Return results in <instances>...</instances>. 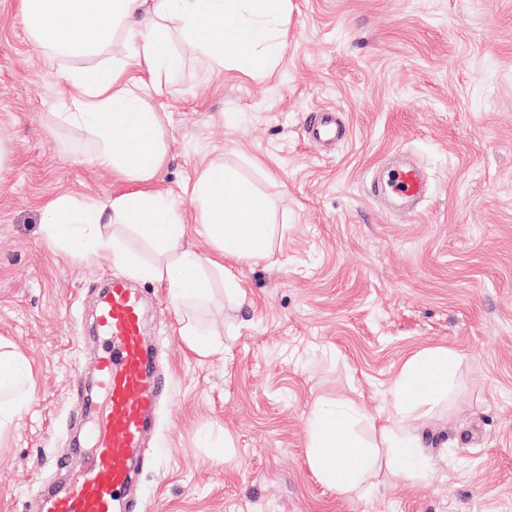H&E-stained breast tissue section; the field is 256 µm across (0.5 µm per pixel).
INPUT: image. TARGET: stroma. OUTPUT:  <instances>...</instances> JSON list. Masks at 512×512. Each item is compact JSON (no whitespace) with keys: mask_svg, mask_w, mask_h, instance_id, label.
<instances>
[{"mask_svg":"<svg viewBox=\"0 0 512 512\" xmlns=\"http://www.w3.org/2000/svg\"><path fill=\"white\" fill-rule=\"evenodd\" d=\"M281 53L245 75L166 23L179 66L152 96L167 149L161 184L185 211L201 173L236 171L270 204V256L229 263L203 305L140 283L145 339L169 380L144 442L139 512H512V0H289ZM68 63L32 45L20 0H0V338L32 391L0 434V512H29L78 467L99 283L44 239L45 203L120 192L96 138L65 122ZM348 128L319 147L309 114ZM419 164L413 209L375 197L395 158ZM209 335L195 352L182 329ZM455 353L449 389L418 423L422 473L380 470L361 494L308 461L318 408L383 447L401 367Z\"/></svg>","mask_w":512,"mask_h":512,"instance_id":"obj_1","label":"stroma"}]
</instances>
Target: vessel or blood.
I'll return each instance as SVG.
<instances>
[{
	"instance_id": "vessel-or-blood-1",
	"label": "vessel or blood",
	"mask_w": 512,
	"mask_h": 512,
	"mask_svg": "<svg viewBox=\"0 0 512 512\" xmlns=\"http://www.w3.org/2000/svg\"><path fill=\"white\" fill-rule=\"evenodd\" d=\"M305 132L316 144H333L339 119L329 110L315 113ZM389 185L410 200L420 199L425 191L414 167L392 173ZM142 309L140 293L124 280H112L103 293L98 307L104 338L98 360L103 401L94 412L90 452L65 488L44 493L39 512H134L135 503L123 502L122 496L133 482L137 454L164 390L144 343Z\"/></svg>"
}]
</instances>
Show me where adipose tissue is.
<instances>
[{
	"label": "adipose tissue",
	"mask_w": 512,
	"mask_h": 512,
	"mask_svg": "<svg viewBox=\"0 0 512 512\" xmlns=\"http://www.w3.org/2000/svg\"><path fill=\"white\" fill-rule=\"evenodd\" d=\"M287 5L288 0H22L31 41L71 63L66 79L74 93L64 120L97 136L91 164L135 185L134 191L104 202L69 196L50 201L44 228L48 244L87 260L111 253L130 277L163 285L181 303L207 301L208 274L224 271V259L264 260L271 235L267 203L221 167L204 172L192 189L199 232L214 251L204 255L185 246V216L158 186L166 163L160 116L133 92L128 72L137 70L146 87L160 91L161 72L178 65L165 38V23L173 17L214 58L233 59L249 72L279 54L278 24ZM119 43L126 54L116 64L112 48ZM114 224L133 225L155 249L157 261L135 257L109 233ZM453 363L445 349L421 352L405 363L393 390L397 411L380 424L390 438L386 453L353 438L336 411H317L308 458L320 480L350 493L377 463L390 470L409 467L414 415L447 395ZM30 374L28 362L0 343V431L25 406Z\"/></svg>",
	"instance_id": "ef3b65f1"
}]
</instances>
